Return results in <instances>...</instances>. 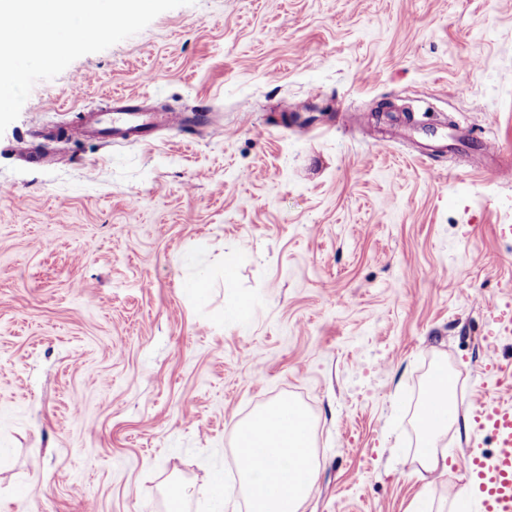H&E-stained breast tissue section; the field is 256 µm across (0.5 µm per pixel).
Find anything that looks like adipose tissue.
<instances>
[{"mask_svg": "<svg viewBox=\"0 0 512 512\" xmlns=\"http://www.w3.org/2000/svg\"><path fill=\"white\" fill-rule=\"evenodd\" d=\"M438 417L424 423L420 463L432 471L443 467L434 448L448 428L447 389H440ZM237 441L260 437L266 458L262 469L241 468L242 492L252 503V512H301L313 484L315 465L310 452V425L303 409L280 398L235 427Z\"/></svg>", "mask_w": 512, "mask_h": 512, "instance_id": "obj_1", "label": "adipose tissue"}]
</instances>
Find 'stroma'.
<instances>
[{"mask_svg":"<svg viewBox=\"0 0 512 512\" xmlns=\"http://www.w3.org/2000/svg\"><path fill=\"white\" fill-rule=\"evenodd\" d=\"M115 94L194 126L74 134ZM509 164L512 0H195L37 82L0 135V512H249L234 427L281 397L302 512H454L491 441L426 471L418 410L439 368L459 419L497 390Z\"/></svg>","mask_w":512,"mask_h":512,"instance_id":"obj_1","label":"stroma"}]
</instances>
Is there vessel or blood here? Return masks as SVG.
I'll use <instances>...</instances> for the list:
<instances>
[{
  "label": "vessel or blood",
  "instance_id": "1",
  "mask_svg": "<svg viewBox=\"0 0 512 512\" xmlns=\"http://www.w3.org/2000/svg\"><path fill=\"white\" fill-rule=\"evenodd\" d=\"M183 113L149 114L140 110L137 99L114 95L107 111L96 114L92 133L103 139L115 137L137 141L164 126L180 129ZM479 435L493 442L491 453H466L462 465L473 484L480 512H512V399L482 396L475 403Z\"/></svg>",
  "mask_w": 512,
  "mask_h": 512
}]
</instances>
